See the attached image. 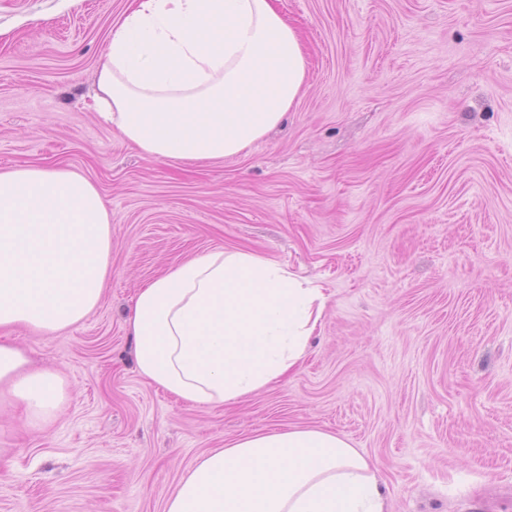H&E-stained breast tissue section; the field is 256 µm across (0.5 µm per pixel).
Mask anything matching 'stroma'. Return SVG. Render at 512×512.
Returning <instances> with one entry per match:
<instances>
[{"label":"stroma","instance_id":"stroma-1","mask_svg":"<svg viewBox=\"0 0 512 512\" xmlns=\"http://www.w3.org/2000/svg\"><path fill=\"white\" fill-rule=\"evenodd\" d=\"M129 0H0V171L66 168L112 222L98 307L7 331L71 395L34 426L0 406V512H163L196 459L256 432L341 434L387 512H512V0H275L307 85L246 153L172 166L98 113ZM214 249L328 297L307 357L234 404L139 375L136 292Z\"/></svg>","mask_w":512,"mask_h":512}]
</instances>
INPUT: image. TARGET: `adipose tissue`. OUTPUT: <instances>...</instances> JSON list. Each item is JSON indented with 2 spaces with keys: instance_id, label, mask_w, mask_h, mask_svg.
<instances>
[{
  "instance_id": "ef3b65f1",
  "label": "adipose tissue",
  "mask_w": 512,
  "mask_h": 512,
  "mask_svg": "<svg viewBox=\"0 0 512 512\" xmlns=\"http://www.w3.org/2000/svg\"><path fill=\"white\" fill-rule=\"evenodd\" d=\"M307 61L274 0H131L97 75L103 119L142 154L179 166L245 153L300 97ZM112 227L98 189L66 169L0 173V328L54 335L100 303ZM327 297L260 254L214 250L141 288L127 328L138 370L196 406L279 381L307 352ZM55 370L0 343V402L31 425L66 399ZM164 512H385L367 458L341 435L291 427L199 456Z\"/></svg>"
}]
</instances>
